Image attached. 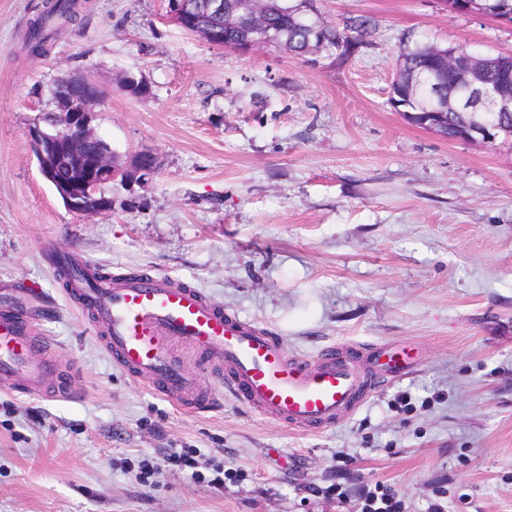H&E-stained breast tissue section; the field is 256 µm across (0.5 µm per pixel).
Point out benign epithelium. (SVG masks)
<instances>
[{
    "label": "benign epithelium",
    "instance_id": "1",
    "mask_svg": "<svg viewBox=\"0 0 512 512\" xmlns=\"http://www.w3.org/2000/svg\"><path fill=\"white\" fill-rule=\"evenodd\" d=\"M451 9L512 24L511 12L493 13L487 9L485 0H451ZM195 12L202 17L220 18L224 16V0H204ZM185 18L197 25L195 33L204 42L219 47L221 35L218 28L199 23V19L191 14L185 15ZM439 71L438 67L429 70L428 80L431 81L435 105L432 110L421 113L422 129L438 134L440 115L448 109L475 111L484 108L512 112V85L505 80L499 84L485 81L482 57H470L460 80L451 88L439 81ZM81 83L86 87L84 94L59 101L61 120L49 129H30L29 138L41 174L64 204L87 218H94L112 210V199L101 193L104 185L117 180L131 184L148 179L155 171L156 158L152 153L139 152L130 157L126 166L121 167L112 161L108 152H89L88 145L100 141L89 125L91 115L102 101V92L88 78L81 80ZM456 139L495 144L500 140H511L512 134L494 123L472 121L458 128Z\"/></svg>",
    "mask_w": 512,
    "mask_h": 512
}]
</instances>
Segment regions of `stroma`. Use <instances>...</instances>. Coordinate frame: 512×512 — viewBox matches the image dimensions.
Here are the masks:
<instances>
[{"mask_svg": "<svg viewBox=\"0 0 512 512\" xmlns=\"http://www.w3.org/2000/svg\"><path fill=\"white\" fill-rule=\"evenodd\" d=\"M50 3L0 0V281L36 288L34 329L60 364L44 391L0 384V512H358L378 483L406 512H512V145L437 137L389 103L401 44L512 54V26L439 0H315L320 20L374 28L352 55L295 57L209 46L170 22L168 0H74L37 57L28 33ZM129 71L149 95L123 88ZM64 75L102 89L91 126L119 162L157 158L92 221L28 137ZM49 249L183 281L301 359L386 344L419 363L319 432L228 393L192 412L113 365ZM181 448L199 478L168 463Z\"/></svg>", "mask_w": 512, "mask_h": 512, "instance_id": "35a3bbf8", "label": "stroma"}]
</instances>
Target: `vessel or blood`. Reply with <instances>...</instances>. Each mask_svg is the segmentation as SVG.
Here are the masks:
<instances>
[{"label": "vessel or blood", "mask_w": 512, "mask_h": 512, "mask_svg": "<svg viewBox=\"0 0 512 512\" xmlns=\"http://www.w3.org/2000/svg\"><path fill=\"white\" fill-rule=\"evenodd\" d=\"M67 261L77 271L70 295L99 325L113 364L191 410L210 409L215 389L174 356L178 344L198 352L204 368L219 369L220 386L260 415L313 432L357 412L415 363L407 347L371 354L333 345L302 361L288 355L279 336L224 310L200 289L162 274H112L74 255ZM21 295L0 287V380L34 391L57 364L35 357Z\"/></svg>", "instance_id": "b4317fda"}]
</instances>
